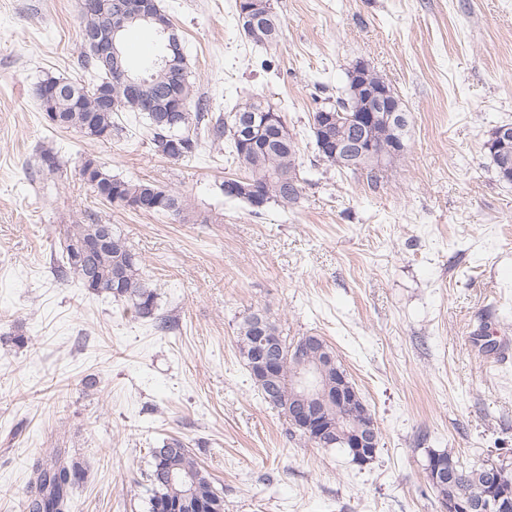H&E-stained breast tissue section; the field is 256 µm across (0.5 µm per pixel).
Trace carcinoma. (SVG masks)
Masks as SVG:
<instances>
[{
  "label": "carcinoma",
  "mask_w": 512,
  "mask_h": 512,
  "mask_svg": "<svg viewBox=\"0 0 512 512\" xmlns=\"http://www.w3.org/2000/svg\"><path fill=\"white\" fill-rule=\"evenodd\" d=\"M264 17L253 28L247 27L244 17L246 11L254 6ZM236 11L244 36L257 45L271 44L277 40L282 29V20L274 10L271 0H236ZM117 26L121 23L118 16L108 13L99 14L81 12L80 31L96 30L107 22ZM81 68L92 77V84L86 86L80 82L68 81L66 85L76 91V96H57L52 104L44 100L43 91L48 86L59 82V78L46 76L35 87V96L41 113L50 109L57 113L58 123L51 128L73 130L81 136L96 141H109L118 138L124 132L115 116L120 112H134L142 115L148 122L151 144L154 152H159L158 140L167 135V131L158 127L153 121V113L145 112L142 103L156 100L159 109H167L174 103L177 112H165L163 116L171 117L181 127L186 142L185 151L175 157V161H189L202 147L201 129H206L213 141L225 139L230 144L233 163L244 171L245 179L259 184L266 195V204L282 207L300 203L303 195V180L299 177L300 152L296 138L288 129L280 113L269 103L249 98L236 105L235 111L227 117H213L206 105L194 100L193 84L189 77L170 86L166 69L151 66L145 70L146 83L142 96L131 100L121 90L112 73L94 61L86 53L80 55ZM107 93L116 99L117 105L109 110H101L99 102L102 94ZM358 102L353 96L336 98L332 109L341 111L340 121L330 124L327 133L339 141L350 140L356 133ZM248 114L249 123L256 127L265 126L263 136L255 140L236 138V126L239 115ZM407 125H396L379 113L377 144L384 146L395 141L404 140ZM317 162H322L339 171L346 169L354 174H361L372 185L381 182L386 170L376 167L370 159L363 158L348 167L336 158L316 151ZM104 178L93 187L96 196L109 201V196H119L128 207L148 214H164L178 219L186 218L184 197L151 181L132 180L112 174L106 164H101ZM102 225L94 213H84L83 220L67 226L61 238V259L54 267L56 278L63 282L76 281L88 293L95 296L111 297L126 303L129 310L138 317H151L160 332L170 330V320L155 315L157 294L141 272V258L132 251L127 238L117 229H112L108 240L94 249L87 264H79L71 259L70 249L78 243L94 244L101 237ZM263 321L265 335L273 336L278 332L276 324L266 313L256 310L247 313L237 328V346L242 358L250 360L258 336L256 321ZM316 340L311 353L305 361L312 364L322 360L332 351L320 336H308ZM302 360L292 356L284 360L280 375V396L270 401L282 415H287L286 405L291 393L288 391L289 379L301 370ZM439 456L452 464L457 477L440 485H432L439 500L456 498L462 501H481L488 499L490 492L489 465L468 469L449 450H428L426 457ZM152 469L147 475L151 485L149 498L150 512H161L168 503H180V512H190L195 499L210 500L220 510L224 509L223 491L219 490L210 474L202 468L185 444L178 439L163 442L162 446L152 450ZM189 477V484L165 479L168 473ZM85 471L77 464L67 461L65 453L59 449L43 457L34 466V484L36 494L28 505L29 512H70L71 490L81 484Z\"/></svg>",
  "instance_id": "cac0c4a2"
}]
</instances>
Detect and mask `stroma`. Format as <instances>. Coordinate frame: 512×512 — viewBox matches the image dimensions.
<instances>
[{
  "mask_svg": "<svg viewBox=\"0 0 512 512\" xmlns=\"http://www.w3.org/2000/svg\"><path fill=\"white\" fill-rule=\"evenodd\" d=\"M158 4L210 112L250 97L278 109L303 197L252 215L218 188L240 173L227 150L164 159L128 112L108 142L45 126L35 84L91 80L80 0H0V512H26L31 466L55 448L85 471L73 512H149L150 450L169 437L223 486L224 512H441L427 450L512 469V183L483 147L512 123V0H272L283 26L268 47L244 36L235 0ZM360 60L410 114L376 185L313 163L310 117ZM90 158L182 194L207 223L100 201L80 175ZM87 211L126 236L174 330L56 280L63 229ZM256 308L289 340L333 348L376 421L370 464L290 433L262 399L236 342Z\"/></svg>",
  "mask_w": 512,
  "mask_h": 512,
  "instance_id": "1",
  "label": "stroma"
}]
</instances>
